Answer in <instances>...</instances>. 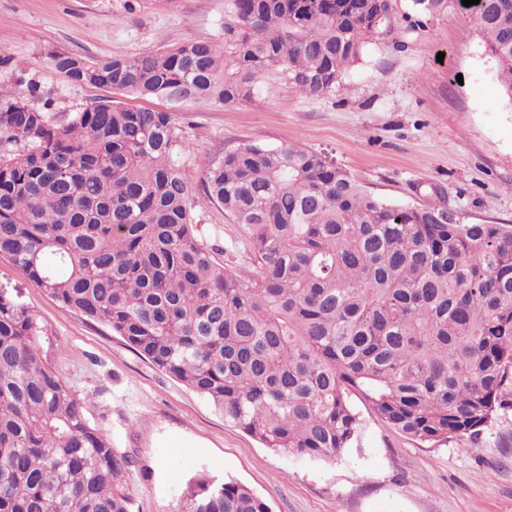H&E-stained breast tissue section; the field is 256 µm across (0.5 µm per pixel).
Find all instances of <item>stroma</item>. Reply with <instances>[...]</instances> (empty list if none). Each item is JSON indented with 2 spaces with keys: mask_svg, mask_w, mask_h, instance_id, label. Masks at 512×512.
I'll return each mask as SVG.
<instances>
[{
  "mask_svg": "<svg viewBox=\"0 0 512 512\" xmlns=\"http://www.w3.org/2000/svg\"><path fill=\"white\" fill-rule=\"evenodd\" d=\"M225 0H0V100L34 85L52 112H75L100 89L67 83L43 51L135 56L219 38ZM174 121L195 175L196 233L225 266L253 264L241 225L207 196L202 178L224 151L252 142L324 152L368 192L421 205L443 200L466 224H512V103L471 19L455 0L398 22L363 48L326 95H305L285 75L263 78L252 102L201 106ZM33 309L43 356L84 403L89 423L133 463L130 512H176L191 478L235 481L272 512H512V410L475 438L409 439L360 409V442L342 459L314 462L265 448L206 399L159 370L106 328L64 311L37 283L0 259V289Z\"/></svg>",
  "mask_w": 512,
  "mask_h": 512,
  "instance_id": "obj_1",
  "label": "stroma"
}]
</instances>
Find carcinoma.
<instances>
[{
  "label": "carcinoma",
  "mask_w": 512,
  "mask_h": 512,
  "mask_svg": "<svg viewBox=\"0 0 512 512\" xmlns=\"http://www.w3.org/2000/svg\"><path fill=\"white\" fill-rule=\"evenodd\" d=\"M469 15L512 101V0ZM448 0H410L403 17ZM392 0H227L219 40L92 59L51 47L105 97L59 120L33 87L0 102V258L61 308L121 337L279 454L337 461L351 397L423 443L474 437L512 408V224L445 223L442 204L368 193L322 153L246 143L202 179L243 226L252 269L196 234L173 113L251 101L284 73L324 95ZM37 315L0 290V512H129L130 456L88 422L43 358ZM181 512H270L248 487L189 481Z\"/></svg>",
  "instance_id": "cac0c4a2"
}]
</instances>
